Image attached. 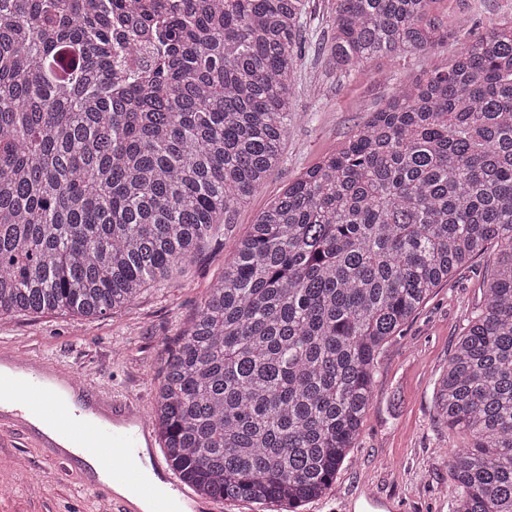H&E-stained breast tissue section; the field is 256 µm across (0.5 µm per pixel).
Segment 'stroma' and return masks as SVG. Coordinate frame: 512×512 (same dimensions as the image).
<instances>
[{"instance_id":"35a3bbf8","label":"stroma","mask_w":512,"mask_h":512,"mask_svg":"<svg viewBox=\"0 0 512 512\" xmlns=\"http://www.w3.org/2000/svg\"><path fill=\"white\" fill-rule=\"evenodd\" d=\"M332 6L333 0H309L310 38L299 47L281 159L225 227L223 244L205 249L173 285L148 287L131 305L95 319L54 313L1 322L0 346L70 364L92 382L151 408L167 346L188 326L257 216L368 112L401 86L447 67L458 51L452 41L431 52L378 56L364 70L339 77L324 52ZM438 8L473 37L512 18V0H440ZM485 271L478 259L434 288L384 346L356 447L332 489L300 512H331L361 489L393 499L401 512H451L448 451L462 439L438 416L435 395L463 317L482 298ZM0 512H112V506L104 490L81 488L57 471L44 449L0 432Z\"/></svg>"}]
</instances>
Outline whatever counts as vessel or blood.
Listing matches in <instances>:
<instances>
[{
	"instance_id": "b4317fda",
	"label": "vessel or blood",
	"mask_w": 512,
	"mask_h": 512,
	"mask_svg": "<svg viewBox=\"0 0 512 512\" xmlns=\"http://www.w3.org/2000/svg\"><path fill=\"white\" fill-rule=\"evenodd\" d=\"M49 418L51 430L40 429L36 417ZM14 430L39 448L69 477L97 488L85 474L72 448L93 454L107 468L113 512H223L222 500L197 501L180 483L156 450L153 427L137 401L107 397L72 366L32 353L17 355L0 348V430Z\"/></svg>"
}]
</instances>
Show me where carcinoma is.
<instances>
[{
    "label": "carcinoma",
    "mask_w": 512,
    "mask_h": 512,
    "mask_svg": "<svg viewBox=\"0 0 512 512\" xmlns=\"http://www.w3.org/2000/svg\"><path fill=\"white\" fill-rule=\"evenodd\" d=\"M0 0V321L95 318L174 281L279 162L308 0ZM334 0L336 71L460 44L260 213L167 349L151 419L201 498L330 490L379 350L494 249L436 396L454 512H512V20Z\"/></svg>",
    "instance_id": "carcinoma-1"
}]
</instances>
